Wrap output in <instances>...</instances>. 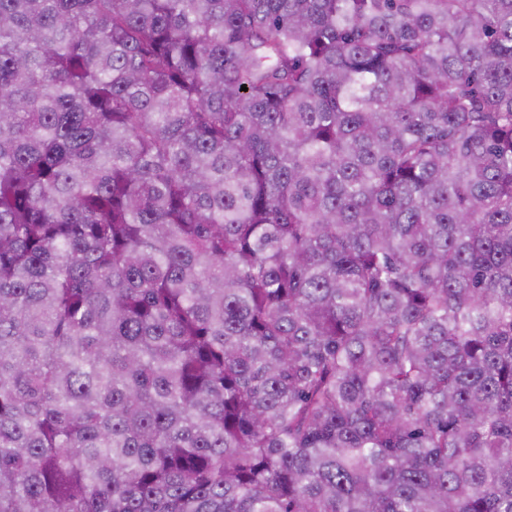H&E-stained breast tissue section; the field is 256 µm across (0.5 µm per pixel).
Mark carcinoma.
Instances as JSON below:
<instances>
[{"label": "carcinoma", "instance_id": "carcinoma-1", "mask_svg": "<svg viewBox=\"0 0 512 512\" xmlns=\"http://www.w3.org/2000/svg\"><path fill=\"white\" fill-rule=\"evenodd\" d=\"M0 512H512V0H0Z\"/></svg>", "mask_w": 512, "mask_h": 512}]
</instances>
